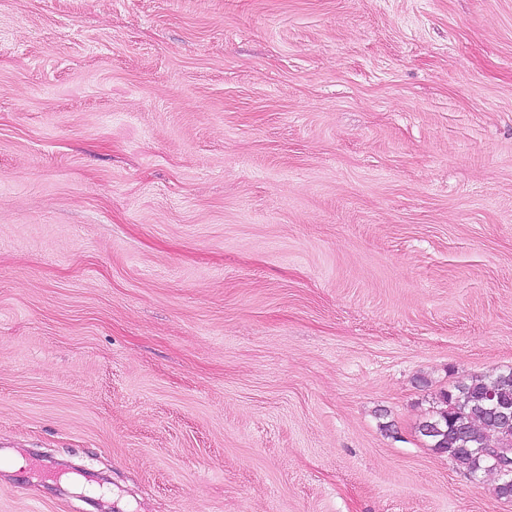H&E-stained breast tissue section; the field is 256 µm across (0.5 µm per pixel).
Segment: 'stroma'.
Masks as SVG:
<instances>
[{"label":"stroma","mask_w":512,"mask_h":512,"mask_svg":"<svg viewBox=\"0 0 512 512\" xmlns=\"http://www.w3.org/2000/svg\"><path fill=\"white\" fill-rule=\"evenodd\" d=\"M508 368L512 0H0V512H512ZM438 405L431 417L417 426V432L436 453L447 455L457 466L470 474L496 473L484 453L485 448H501L512 438V368L500 371L493 378L474 376L453 389L440 391ZM500 406L501 414L499 413ZM503 416V417H502ZM499 483L494 491L498 498H507Z\"/></svg>","instance_id":"stroma-1"}]
</instances>
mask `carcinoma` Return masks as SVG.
<instances>
[{
	"label": "carcinoma",
	"instance_id": "carcinoma-1",
	"mask_svg": "<svg viewBox=\"0 0 512 512\" xmlns=\"http://www.w3.org/2000/svg\"><path fill=\"white\" fill-rule=\"evenodd\" d=\"M502 406L512 407V368L492 378L474 376L440 392L436 410L418 424L417 432L432 450L470 474L493 473L482 450L500 448L512 438V423L499 413Z\"/></svg>",
	"mask_w": 512,
	"mask_h": 512
}]
</instances>
